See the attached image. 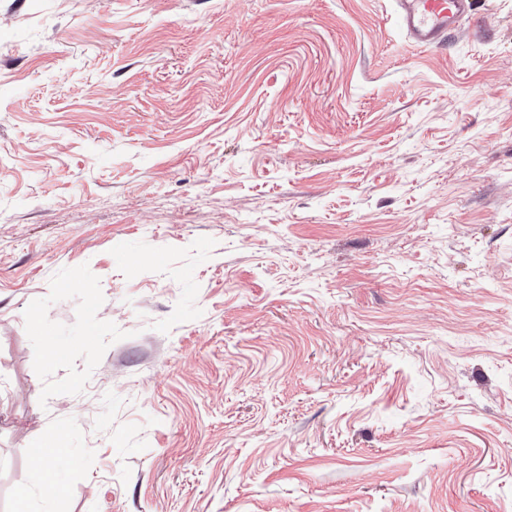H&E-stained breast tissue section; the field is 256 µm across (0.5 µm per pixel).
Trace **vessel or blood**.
<instances>
[{"mask_svg":"<svg viewBox=\"0 0 512 512\" xmlns=\"http://www.w3.org/2000/svg\"><path fill=\"white\" fill-rule=\"evenodd\" d=\"M478 0H396V17L406 39L415 47L443 45L462 31L463 20L475 11Z\"/></svg>","mask_w":512,"mask_h":512,"instance_id":"1","label":"vessel or blood"}]
</instances>
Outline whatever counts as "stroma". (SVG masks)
Here are the masks:
<instances>
[{"instance_id": "35a3bbf8", "label": "stroma", "mask_w": 512, "mask_h": 512, "mask_svg": "<svg viewBox=\"0 0 512 512\" xmlns=\"http://www.w3.org/2000/svg\"><path fill=\"white\" fill-rule=\"evenodd\" d=\"M0 476L512 512V0H0ZM396 17L406 39L429 49L460 34L462 21L475 11L478 0H396ZM57 447L49 451L37 452L34 454L33 459L36 467L42 472L44 479L48 485L55 487V472L57 465L66 459L67 448L59 444ZM50 479V480H49Z\"/></svg>"}]
</instances>
